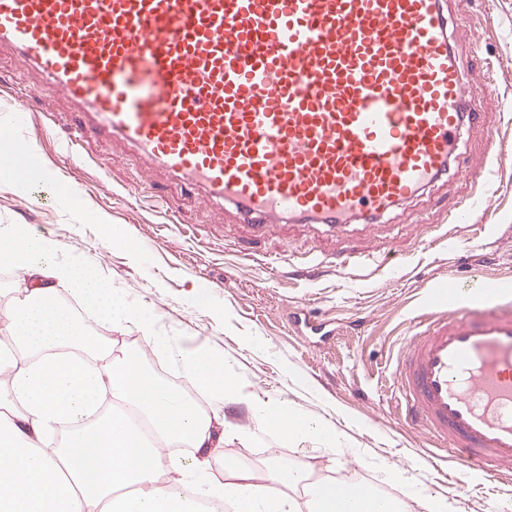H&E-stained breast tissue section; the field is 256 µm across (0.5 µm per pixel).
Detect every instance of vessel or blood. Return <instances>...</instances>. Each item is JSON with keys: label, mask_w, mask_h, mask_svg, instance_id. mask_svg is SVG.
<instances>
[{"label": "vessel or blood", "mask_w": 512, "mask_h": 512, "mask_svg": "<svg viewBox=\"0 0 512 512\" xmlns=\"http://www.w3.org/2000/svg\"><path fill=\"white\" fill-rule=\"evenodd\" d=\"M46 78L147 170L230 208L254 236L332 232L447 175L485 115L467 97L441 0H0V53ZM14 174L58 196L19 137ZM512 280L428 289L394 373L404 421L512 476Z\"/></svg>", "instance_id": "obj_1"}]
</instances>
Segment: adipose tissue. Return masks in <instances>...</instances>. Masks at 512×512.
<instances>
[{
  "label": "adipose tissue",
  "instance_id": "1",
  "mask_svg": "<svg viewBox=\"0 0 512 512\" xmlns=\"http://www.w3.org/2000/svg\"><path fill=\"white\" fill-rule=\"evenodd\" d=\"M56 241L27 225L0 226V264L11 265L26 296L0 305L6 340L0 381L13 407L0 412V512H408L406 500L346 496L348 480H312L269 461L255 471L226 459L223 480L208 464L231 425L182 388L129 358L101 361L103 350L59 299L68 282L99 320L127 324L168 348L151 311L129 306L96 272L60 260ZM187 381L213 402L239 400L243 382L223 353L178 350ZM264 429L295 444L331 446L333 430L286 402L250 401ZM59 446L50 438L57 426Z\"/></svg>",
  "mask_w": 512,
  "mask_h": 512
}]
</instances>
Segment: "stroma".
<instances>
[{"label":"stroma","mask_w":512,"mask_h":512,"mask_svg":"<svg viewBox=\"0 0 512 512\" xmlns=\"http://www.w3.org/2000/svg\"><path fill=\"white\" fill-rule=\"evenodd\" d=\"M449 8L461 34L465 87L479 93L487 123L464 136L448 176L377 222L336 236L315 224H278L255 245L223 207L201 202L163 173L143 177L109 135L80 132L63 98L0 55V104L11 106L24 91L32 146L85 204L77 213L60 198L37 200L29 188L0 184V225L24 224L55 238L65 259L97 270L131 305L151 306L179 347L223 352L247 392L320 418L345 450L338 458L300 451L256 427L246 402L231 401L222 412L234 428L211 461L213 477L223 476L228 458L261 468L276 457L296 467L340 466L400 495L406 484L390 474L402 470L423 493L447 497L450 512H494L498 500L512 499V482L491 478L449 490L464 461L452 450L431 456L422 431L389 407L384 386L426 288L466 280L475 268L512 279V0H451ZM72 132L79 143L68 153L62 143ZM472 195L475 207L450 223ZM107 223L133 243L150 242L151 252L108 247ZM343 250L362 256V264L346 271L311 264L313 256ZM300 309L326 321L331 335L289 327V311ZM96 335L103 346L146 352L171 374L182 373L135 328L102 325ZM255 336L262 350L250 349Z\"/></svg>","instance_id":"35a3bbf8"}]
</instances>
